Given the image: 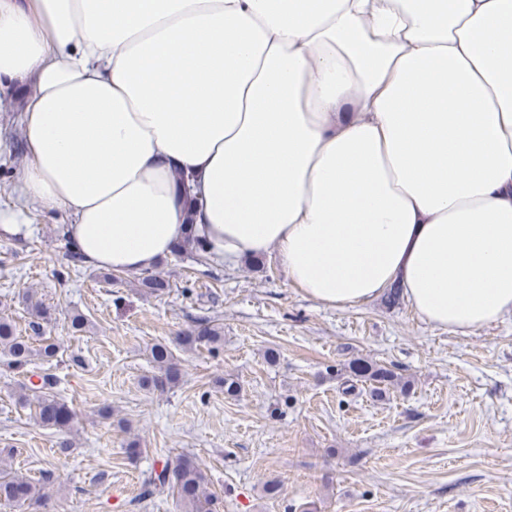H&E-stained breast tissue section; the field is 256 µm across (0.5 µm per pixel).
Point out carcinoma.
Listing matches in <instances>:
<instances>
[{"instance_id": "1", "label": "carcinoma", "mask_w": 512, "mask_h": 512, "mask_svg": "<svg viewBox=\"0 0 512 512\" xmlns=\"http://www.w3.org/2000/svg\"><path fill=\"white\" fill-rule=\"evenodd\" d=\"M189 236L178 242L174 248L177 255L190 254L199 262L207 260L201 240L194 232V225H187ZM22 301L29 314L34 318V325L48 321L51 307L31 292L22 296ZM180 344L193 349L198 346L218 347L222 342L221 328L203 321L193 331L179 337ZM60 344L47 338L35 344L19 335L15 325L8 319L0 318V353L7 358V366L20 370L38 358L49 362L58 357ZM150 362L154 373L145 378V383L164 391L174 386L181 370L170 347L165 343H156L149 349ZM349 372L357 379L375 385H392L395 374L392 370L364 359L349 363ZM57 385L52 374L41 376V383L32 385L36 395V416L40 422L59 432L70 429L75 413L62 402L54 392ZM144 498L154 499L168 492L176 497L182 512H211L212 495L208 492L207 477L200 466L193 460L180 457L167 462L161 471L150 472L144 479ZM43 498L40 488L29 478L18 474L10 468L0 467V502L24 504L38 502Z\"/></svg>"}]
</instances>
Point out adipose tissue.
Here are the masks:
<instances>
[{
	"mask_svg": "<svg viewBox=\"0 0 512 512\" xmlns=\"http://www.w3.org/2000/svg\"><path fill=\"white\" fill-rule=\"evenodd\" d=\"M3 80L34 84L22 190L96 267L191 221L330 307L512 314V0H0Z\"/></svg>",
	"mask_w": 512,
	"mask_h": 512,
	"instance_id": "1",
	"label": "adipose tissue"
}]
</instances>
